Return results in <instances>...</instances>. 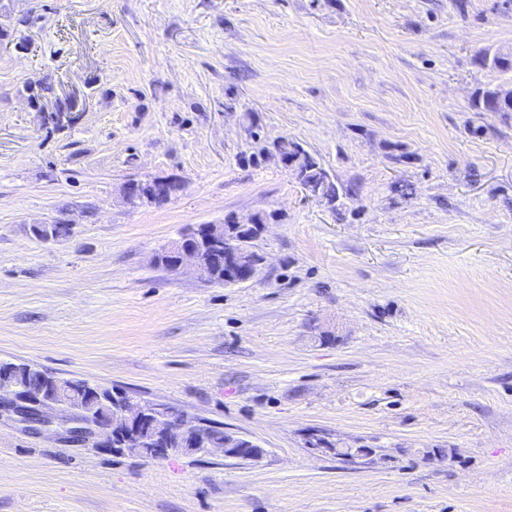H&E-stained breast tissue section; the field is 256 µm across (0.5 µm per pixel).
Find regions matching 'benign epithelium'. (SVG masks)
Wrapping results in <instances>:
<instances>
[{"label":"benign epithelium","mask_w":512,"mask_h":512,"mask_svg":"<svg viewBox=\"0 0 512 512\" xmlns=\"http://www.w3.org/2000/svg\"><path fill=\"white\" fill-rule=\"evenodd\" d=\"M158 195L171 198L184 189L177 176L155 178ZM204 237L197 244H189L185 237L172 242L167 251L177 256L171 270L192 266L198 275L207 278L201 251L209 250L223 256L233 267L234 276L225 278V284H244L255 277L261 262L251 258L250 241L232 240L224 236V223L203 224ZM6 417L25 430H52L60 437L82 446L110 448L115 439L123 442L121 452L147 460H159L172 453L207 454L213 451L202 423H194L173 406L137 400L123 392L112 393V407L104 417H87L84 406L61 394L45 402L41 393L31 389L18 392L0 384V418ZM228 459L256 461L263 448L237 432L224 433V448Z\"/></svg>","instance_id":"benign-epithelium-1"}]
</instances>
